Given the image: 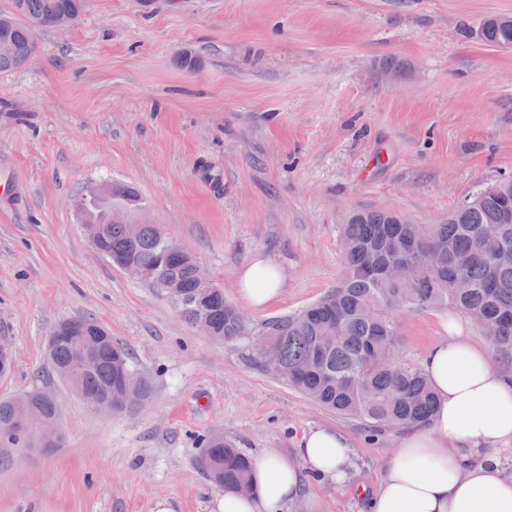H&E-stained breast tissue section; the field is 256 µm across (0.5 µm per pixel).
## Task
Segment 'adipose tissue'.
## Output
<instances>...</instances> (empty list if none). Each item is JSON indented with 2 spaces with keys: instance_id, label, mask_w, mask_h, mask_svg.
<instances>
[{
  "instance_id": "ef3b65f1",
  "label": "adipose tissue",
  "mask_w": 512,
  "mask_h": 512,
  "mask_svg": "<svg viewBox=\"0 0 512 512\" xmlns=\"http://www.w3.org/2000/svg\"><path fill=\"white\" fill-rule=\"evenodd\" d=\"M236 281L243 304L260 310L282 295L286 275L259 251L237 269ZM443 327L422 358L435 416L407 427L366 497L369 512H512V374L465 336L458 314ZM250 466L251 492L213 493L208 512H288L308 478L342 486L358 462L348 432L319 425L292 452L267 448L252 454Z\"/></svg>"
}]
</instances>
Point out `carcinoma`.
<instances>
[{"label":"carcinoma","instance_id":"1","mask_svg":"<svg viewBox=\"0 0 512 512\" xmlns=\"http://www.w3.org/2000/svg\"><path fill=\"white\" fill-rule=\"evenodd\" d=\"M87 0H12V9L0 13V31L7 30L12 54L0 56V71L19 68L30 57L40 30L51 27V16L62 9L79 13ZM39 23L33 29L31 22ZM482 41L492 46L512 45V23L486 21ZM140 193L115 182L108 200L88 198L89 215L101 223L103 246L112 258L157 269L167 284L182 289L188 307L178 306L192 325L208 324L212 338L234 341L247 334L235 310L217 288H207L194 277L195 257L183 249L162 257L166 240L156 224H142L137 239L127 226L112 223V210ZM501 198L473 193L469 204L448 212L439 224H394L392 213L365 210L341 226V278L329 294L294 315L268 322L263 333L274 340L277 378L336 414L378 427H407L430 422L436 399L422 370L410 366L382 368L376 358L398 341V325L391 305L416 308L447 306L470 319L482 317L492 330V346L512 357V223L501 221ZM440 256L437 270L409 284L389 275L395 264L426 261L429 252ZM468 283L458 288L459 280ZM102 325L83 319L69 336H49V356L63 383L78 397L98 394L112 399L115 411L127 409L126 398L148 399L146 381L129 369V352L112 340ZM91 354L96 365L73 375L79 358ZM32 405L47 418L58 414L53 398L39 392L0 401V440L11 443L21 435L8 430L16 408ZM196 465L226 489L251 481L248 459L222 437L208 439Z\"/></svg>","mask_w":512,"mask_h":512}]
</instances>
